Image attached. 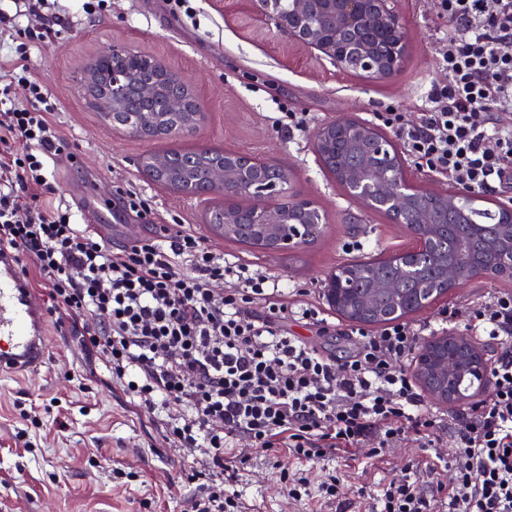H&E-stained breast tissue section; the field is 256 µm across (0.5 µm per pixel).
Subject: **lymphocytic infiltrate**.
Segmentation results:
<instances>
[{
    "mask_svg": "<svg viewBox=\"0 0 512 512\" xmlns=\"http://www.w3.org/2000/svg\"><path fill=\"white\" fill-rule=\"evenodd\" d=\"M448 36L434 84L416 120L386 113L414 167L456 189L512 190V0H440ZM28 88L16 101L14 85ZM24 140L26 153L8 147ZM65 142L48 89L29 81L27 53L0 73V246L43 283L72 335L103 353L109 380L130 402L164 409L167 439L201 454L215 481L194 512H236V467L225 448L248 439L269 456L317 462L375 437L379 456L407 435L428 439L435 421L407 369L430 323L396 321L359 332L355 354L336 362L299 337L289 320L320 324L319 309L289 301L275 275L224 258L182 225L163 226L112 249L71 210L51 204L52 169ZM225 283L217 291L215 283ZM469 328L504 353L490 368L491 391L458 424L450 512H512V292L469 304ZM379 512H429L409 476L390 480Z\"/></svg>",
    "mask_w": 512,
    "mask_h": 512,
    "instance_id": "obj_1",
    "label": "lymphocytic infiltrate"
}]
</instances>
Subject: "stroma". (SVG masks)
<instances>
[{"mask_svg": "<svg viewBox=\"0 0 512 512\" xmlns=\"http://www.w3.org/2000/svg\"><path fill=\"white\" fill-rule=\"evenodd\" d=\"M84 0H66L65 15L50 41L30 45L32 76L44 83L56 104L65 135L66 158L54 169L60 195L77 207L84 189L111 204L130 193L146 199L143 215L114 226L113 246L150 234L162 224H182L209 247L230 259L274 273L282 286L302 290L324 304L329 276L347 261L344 245L365 238L370 253L390 255L418 247V239L380 211L349 197L323 168L311 136L325 123L357 111L376 122L386 112H421L431 83L442 80L435 45L448 21L432 0H399L410 35L401 71L372 81L338 70L320 52L288 42L257 16L252 0H101L84 11ZM119 45L162 60L189 86L204 119L196 132L175 142L149 141L107 126L88 104L75 77L103 47ZM306 115L304 131L289 133L283 113ZM175 146L218 147L257 156L280 157L294 170L295 191L315 202L324 231L313 243L288 252H265L215 236L203 224L198 199L176 195L147 181L140 157ZM360 223H351V215ZM501 281L473 280L449 291L414 314L417 322L450 317L464 325L468 300ZM327 330L289 321L290 334L344 360L356 349L353 323L331 315ZM53 340L54 355L41 372L0 377V512H188L205 497L211 480L205 458H187L163 435L155 415L130 404L123 391L92 370L102 355H90L68 329ZM437 423L428 445L408 438L371 457L374 438L355 454L337 453L318 463L288 457L273 464L253 450L235 474L240 512H375L381 488L413 471L424 490L448 482V473L431 477L426 465L447 457L456 444L449 414L469 412L466 403L425 398ZM35 410L38 424L22 417ZM199 478L190 479L191 470ZM136 480H129V473ZM305 478L301 498L288 497L284 475ZM340 481L336 501L323 499L321 487Z\"/></svg>", "mask_w": 512, "mask_h": 512, "instance_id": "obj_1", "label": "stroma"}]
</instances>
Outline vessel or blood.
<instances>
[{
	"label": "vessel or blood",
	"instance_id": "obj_1",
	"mask_svg": "<svg viewBox=\"0 0 512 512\" xmlns=\"http://www.w3.org/2000/svg\"><path fill=\"white\" fill-rule=\"evenodd\" d=\"M48 313L18 257L0 249V375L34 374L52 357Z\"/></svg>",
	"mask_w": 512,
	"mask_h": 512
}]
</instances>
